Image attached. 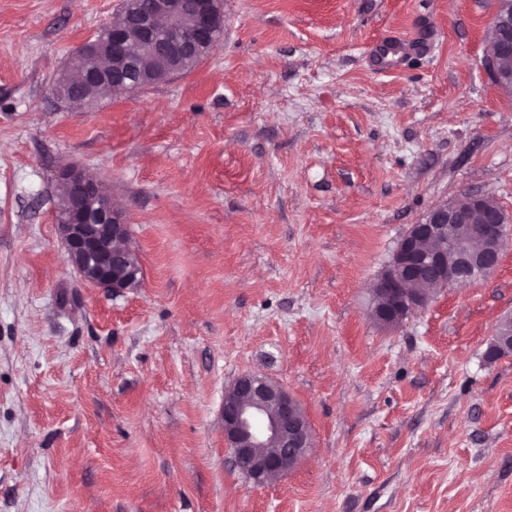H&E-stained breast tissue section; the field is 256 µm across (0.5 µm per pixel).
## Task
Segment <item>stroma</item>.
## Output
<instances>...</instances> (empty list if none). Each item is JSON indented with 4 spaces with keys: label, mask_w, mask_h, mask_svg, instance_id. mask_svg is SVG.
Returning <instances> with one entry per match:
<instances>
[{
    "label": "stroma",
    "mask_w": 512,
    "mask_h": 512,
    "mask_svg": "<svg viewBox=\"0 0 512 512\" xmlns=\"http://www.w3.org/2000/svg\"><path fill=\"white\" fill-rule=\"evenodd\" d=\"M123 0H0V512H512V244L400 326L371 290L411 225L466 193L512 217L495 0H224L191 72L89 107L55 79ZM385 36L404 63L370 62ZM123 213L139 287L85 282L57 174ZM265 376L312 445L248 483L224 391Z\"/></svg>",
    "instance_id": "obj_1"
}]
</instances>
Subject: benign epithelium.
Masks as SVG:
<instances>
[{
    "label": "benign epithelium",
    "mask_w": 512,
    "mask_h": 512,
    "mask_svg": "<svg viewBox=\"0 0 512 512\" xmlns=\"http://www.w3.org/2000/svg\"><path fill=\"white\" fill-rule=\"evenodd\" d=\"M122 14L123 25L112 27L108 68L86 72L85 82L106 79L123 94L132 92L125 65L133 35L160 30V42L153 45L156 71L169 77L180 73L184 59L203 61L224 37L223 0H148L142 9L123 6ZM494 16L498 54L487 55L485 65L495 84L512 95V67L502 66V59H512V0H496ZM58 179L67 208L57 229L70 264L95 287H135L139 256L128 246V224L111 197L80 167L64 168ZM510 239L512 222L485 195L465 194L433 207L402 237L374 283L373 319L397 327L429 302L433 290L470 282L476 272L490 276ZM223 420L234 465L256 486L294 469L311 447L309 424L297 402L258 374H243L224 391Z\"/></svg>",
    "instance_id": "7a95c632"
}]
</instances>
